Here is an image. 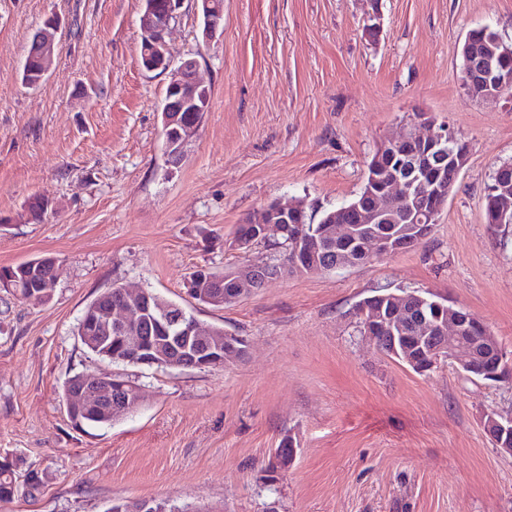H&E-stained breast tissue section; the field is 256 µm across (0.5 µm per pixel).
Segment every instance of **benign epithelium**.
Masks as SVG:
<instances>
[{"label":"benign epithelium","mask_w":512,"mask_h":512,"mask_svg":"<svg viewBox=\"0 0 512 512\" xmlns=\"http://www.w3.org/2000/svg\"><path fill=\"white\" fill-rule=\"evenodd\" d=\"M202 5L204 28L202 41L213 42L223 34L224 15L211 9L210 0H195ZM184 0H166L164 11L158 17L144 19L142 28L154 53V69L171 70L170 81L164 100L167 112H194L200 106V88L204 82L200 76V61L194 54L181 59L176 68L171 60L166 42L170 23L181 14ZM58 21L48 19L33 35L28 54L35 55L42 64L41 76L48 75L57 47ZM461 54L467 67L462 74V84L482 100H497L512 87V74L503 70L499 59L504 54L500 48L488 45L480 51L471 43L462 45ZM197 124L184 125L164 140V155L173 159L172 149L186 148L198 132ZM456 134L448 128H440L428 112L412 114L410 122L396 137L385 141L388 149L386 163L373 168L370 175L369 205L367 211L358 212L357 220L368 224V239L364 246H356L352 225L345 223L343 214L336 218V244L340 257L334 269L343 270L362 264L376 256H392L409 248L411 239L402 236L395 228L385 225L388 213L395 206H402L401 222L425 230L437 223V217L447 202L451 187L445 177L446 167L461 173L468 153L448 151V140ZM266 217L255 219L246 225V232L238 233L231 240L232 248L247 256L236 269L228 273L235 285L233 299L256 292L269 282L278 279L275 269L267 262L250 257L253 242L269 240L288 233L293 241V255L301 253V245L307 226L302 224L303 207L274 202L264 207ZM112 328L121 334L124 348L131 360L139 366H169L177 368L217 369L227 364L224 358V336H206L204 327L184 310L176 313L171 309H155L148 303L138 310L123 300L112 302L107 310ZM151 316L154 325L166 335H172L177 348H166L157 339L145 335L139 320ZM367 335H385L396 344L405 334L406 326L412 325L424 334L438 338L439 344L431 350L432 358L418 371L429 373L443 362L454 363L463 373L479 370L496 382L504 381L502 369L507 354L489 329L478 321L466 308L458 305L447 308L436 301L421 296L403 297L395 309L379 306L370 312H362ZM144 388L123 373L101 376L84 374L70 402L81 407H103L115 415L136 412L144 403ZM484 429L493 445L505 454H512V416L491 412L485 416ZM113 512H166V507L155 499H140L136 504L116 506Z\"/></svg>","instance_id":"7a95c632"}]
</instances>
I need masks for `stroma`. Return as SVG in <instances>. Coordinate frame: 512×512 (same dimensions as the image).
Wrapping results in <instances>:
<instances>
[{"instance_id":"1","label":"stroma","mask_w":512,"mask_h":512,"mask_svg":"<svg viewBox=\"0 0 512 512\" xmlns=\"http://www.w3.org/2000/svg\"><path fill=\"white\" fill-rule=\"evenodd\" d=\"M140 0H0V266L57 258L51 299L0 288V458L38 490L0 512H105L152 498L189 512H512V455L486 414L512 415V382L450 363L420 375L357 332L353 305L378 287L466 307L512 353V224L484 197L512 162V98L463 89L461 46L487 26L512 44V0H224V34L203 43L193 0L167 37L199 55L210 108L176 166L164 162L169 75L139 62ZM60 21L45 81L21 72L33 33ZM374 35H366V25ZM419 109L469 144L431 233L358 267L270 282L221 309L197 304L198 266L231 271L239 224L274 200L318 216L361 190L368 160ZM49 199L32 221V196ZM148 288L246 337L215 370L144 369L149 395L107 427H79L66 378L112 374L76 336L112 283ZM283 479L263 471L283 436Z\"/></svg>"}]
</instances>
